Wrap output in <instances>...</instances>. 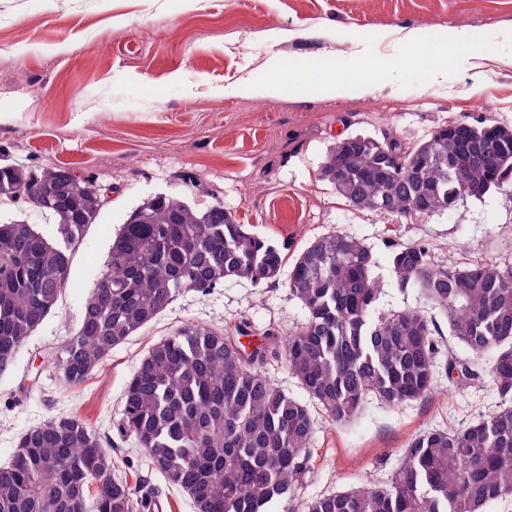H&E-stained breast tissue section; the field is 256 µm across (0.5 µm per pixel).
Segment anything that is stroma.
I'll return each mask as SVG.
<instances>
[{
	"label": "stroma",
	"mask_w": 512,
	"mask_h": 512,
	"mask_svg": "<svg viewBox=\"0 0 512 512\" xmlns=\"http://www.w3.org/2000/svg\"><path fill=\"white\" fill-rule=\"evenodd\" d=\"M477 28L469 66L431 73L450 28ZM429 29L414 50L405 30ZM512 0H0V160L33 172L66 166L111 184L112 199L72 257L68 285L52 313L0 376V466L20 437L58 415L93 426L112 455V473L160 512H194L118 429L122 397L149 347L188 323L218 331L247 321L258 333L285 336L304 310L287 277L260 287L228 281L204 296L184 291L97 367L69 386L47 361L80 322L84 301L107 270L112 239L126 214L164 193L197 208L215 202L277 245L287 263L315 238L342 232L372 249L383 310L424 307L392 274V245L425 243L435 264L512 266V184L460 200L428 218L378 215L352 207L321 176L337 139L389 131L403 141L437 127L489 118L512 126ZM277 70H270V62ZM337 82L386 68L391 91L336 96ZM278 74L276 97L258 90ZM487 381L392 408L370 401L339 425L318 405L308 499L387 478L416 434L488 413Z\"/></svg>",
	"instance_id": "1"
}]
</instances>
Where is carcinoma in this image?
<instances>
[{
	"label": "carcinoma",
	"instance_id": "cac0c4a2",
	"mask_svg": "<svg viewBox=\"0 0 512 512\" xmlns=\"http://www.w3.org/2000/svg\"><path fill=\"white\" fill-rule=\"evenodd\" d=\"M64 172L0 164V205L30 204L53 221L46 230L26 220L0 222V375L55 307L73 253L106 207L93 177ZM321 175L359 209L429 216L512 180V128L450 123L413 143L362 135L330 148ZM283 262L277 246L223 204L198 211L156 194L127 214L112 239L104 280L85 300L56 365L69 385L80 386L176 294L206 295L228 280L272 284ZM391 265L399 287L421 293L442 320L414 308L380 312L371 249L340 232L319 237L288 275L305 310L288 345L267 341L248 353L233 337L188 324L140 360L119 429L188 493L196 512H272L276 505L297 512L315 423L305 403L266 376L267 360L284 357L308 396L345 424L372 399L389 407L428 399L441 372L458 389L475 383L469 363L443 352L447 333L477 356H491L496 409L412 438L388 484L368 479L308 500L303 512H485L512 499V267L436 266L424 243L391 245ZM111 473V454L88 423L49 419L23 434L0 466V512L151 509L148 495L135 496Z\"/></svg>",
	"mask_w": 512,
	"mask_h": 512
}]
</instances>
